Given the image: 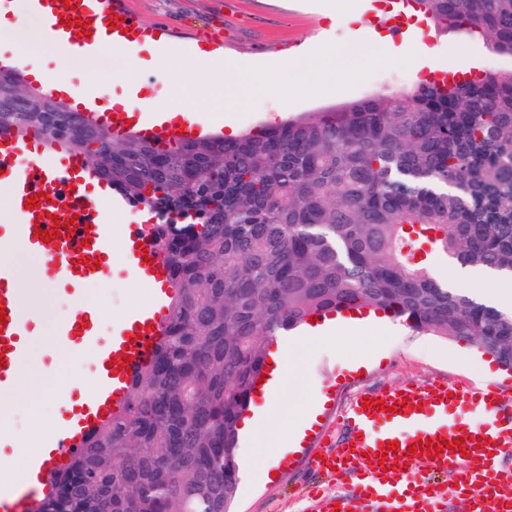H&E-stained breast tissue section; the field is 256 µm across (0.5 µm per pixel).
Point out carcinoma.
I'll return each mask as SVG.
<instances>
[{"label":"carcinoma","instance_id":"cac0c4a2","mask_svg":"<svg viewBox=\"0 0 512 512\" xmlns=\"http://www.w3.org/2000/svg\"><path fill=\"white\" fill-rule=\"evenodd\" d=\"M512 55V0H413ZM59 141L151 209L172 297L153 360L31 512H231L238 423L267 346L314 314L369 308L512 369V310L435 280L427 243L512 276V72L425 80L235 137ZM52 133L40 112L0 131Z\"/></svg>","mask_w":512,"mask_h":512}]
</instances>
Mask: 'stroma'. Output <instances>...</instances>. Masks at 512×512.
<instances>
[{"label": "stroma", "instance_id": "1", "mask_svg": "<svg viewBox=\"0 0 512 512\" xmlns=\"http://www.w3.org/2000/svg\"><path fill=\"white\" fill-rule=\"evenodd\" d=\"M139 20L148 26H162L188 34L207 28L222 41L221 56L240 59L278 55L284 49L321 38H328L337 61L346 64L354 76L345 87L330 95H301L287 98L276 90L277 77L255 74L256 97L243 98L225 113L219 128L237 135L259 127L278 124L303 113L322 112L346 102L382 91L397 90L415 83L416 78L401 59L390 60L384 49L367 45L345 25H330L314 10L315 0H129ZM410 18H402L400 35L391 37L394 48L401 49L410 41L421 40L431 46L454 43L452 58H440L438 67L456 72L512 71V58L481 54V42L467 33L447 34L426 21L410 31ZM120 49L108 46L103 51V65L96 69L80 66L69 68L70 79L81 84H94L102 98L121 94L125 86L112 80V61ZM141 66L137 76L146 83L152 105L167 102L170 85L166 72L183 73L194 78L209 77L208 68L193 60L181 45H173L164 68H157L148 51H140ZM376 350L378 358L363 373L349 370V363ZM47 369L46 385L50 396L34 405L15 407L5 425L24 434L30 424H37L38 435H46L59 416L60 399L69 393L58 359L43 361ZM437 380L461 388L483 383L498 385L512 393V371L501 367L492 356L482 353L464 340L445 339L406 329L402 333L379 332L370 340L343 333L307 348L301 356L295 381L284 388L268 422L248 442L240 443L239 452L249 455L251 475L240 478L233 512H309L308 491L319 487L328 492L348 493L350 482L338 483L308 467L279 468L276 478L264 480L261 470L265 454L288 418L296 416L316 392H323L333 412V440H340L339 424L353 399L362 392L377 394L411 381L424 386Z\"/></svg>", "mask_w": 512, "mask_h": 512}]
</instances>
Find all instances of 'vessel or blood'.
Returning a JSON list of instances; mask_svg holds the SVG:
<instances>
[{
  "mask_svg": "<svg viewBox=\"0 0 512 512\" xmlns=\"http://www.w3.org/2000/svg\"><path fill=\"white\" fill-rule=\"evenodd\" d=\"M31 9L44 16L50 37L61 47H75L86 55L97 52L103 41L122 46L170 47L173 34L167 29L144 27L129 6V0H30ZM115 26H108V18ZM0 70L23 72L35 86L47 85L52 97L66 101L70 112L94 124L107 126L114 136L136 131L148 141H190L205 135L199 122L187 119L174 124L157 113H144L117 104L102 107L94 94L71 81L48 79L38 72L21 69L18 57L0 58ZM46 134L0 133V185L8 187L13 219L0 225V309L5 324L0 327V401L16 391L18 377L34 342L37 314L23 310L15 286V269L7 258L13 246L40 254L45 263L44 279L70 296L72 304L56 328L59 346L80 354L94 349L93 385L74 389L61 400L59 420L45 439L43 453L29 461L25 484L0 482V512H22L43 486L51 469L68 463L98 423L122 405L139 370L154 356L159 341L158 326L171 296L169 273L154 254L152 227L129 225L124 239L123 261L128 273L154 285V304L128 312L119 327L101 337V314L95 306L81 303L85 284L112 275V226L109 217L118 201L98 178L83 156L61 155L42 161ZM36 208H27L30 197ZM64 223L62 234L47 239L54 220ZM150 256H143V249ZM97 259L90 268L89 259ZM130 366H122L124 356ZM384 410H364V397H356L344 415L346 427L340 443L314 454L323 439L322 429L306 438V461L318 473L351 480L350 495L316 493L312 512H350L352 501L379 504L381 512H442L448 492L464 497L468 512H512V472L502 464L512 456V418L505 414L506 399L499 387L475 386L458 390L445 382L420 386L412 382L380 392ZM464 440V452L441 451L439 457H408L410 444L426 438ZM398 443L401 454L390 470H383L378 453L387 442ZM477 458L469 467L465 453Z\"/></svg>",
  "mask_w": 512,
  "mask_h": 512,
  "instance_id": "vessel-or-blood-1",
  "label": "vessel or blood"
}]
</instances>
